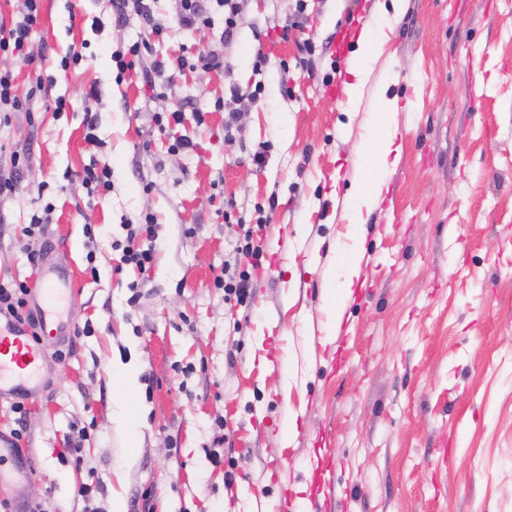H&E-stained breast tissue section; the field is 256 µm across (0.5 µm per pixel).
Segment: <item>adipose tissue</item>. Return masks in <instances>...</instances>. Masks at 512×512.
<instances>
[{"label":"adipose tissue","mask_w":512,"mask_h":512,"mask_svg":"<svg viewBox=\"0 0 512 512\" xmlns=\"http://www.w3.org/2000/svg\"><path fill=\"white\" fill-rule=\"evenodd\" d=\"M398 110L395 100L380 98L371 122L370 134L356 147L358 162L353 185L348 197V209L354 224H364L365 214L371 213L383 201L388 190L391 171L400 158L399 131L394 121ZM341 281L329 289L325 303L331 312L328 336H337L352 288L361 277L357 255L345 256L340 263Z\"/></svg>","instance_id":"ef3b65f1"}]
</instances>
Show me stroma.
<instances>
[{"instance_id": "35a3bbf8", "label": "stroma", "mask_w": 512, "mask_h": 512, "mask_svg": "<svg viewBox=\"0 0 512 512\" xmlns=\"http://www.w3.org/2000/svg\"><path fill=\"white\" fill-rule=\"evenodd\" d=\"M383 2L306 0L299 13L296 0H239L228 38L223 8L183 30L174 0H158L166 35L121 73L112 56L145 39L138 17L116 22L112 0H41L27 47L5 62L29 108L0 125V171L16 150L30 165L0 196V284L38 283L26 251L51 245L52 261L74 274L70 320L92 332L62 359L61 342L41 338L44 377L20 442L35 469L24 483L1 482L0 502L44 512H113L117 501L124 512H512V0H405L390 20ZM292 17L299 28L282 36ZM368 27L382 51L350 92L356 44L336 54L332 43ZM307 43L309 73L296 65ZM73 47L80 60L61 69ZM259 49L267 63L256 72ZM202 52L222 55L223 68L142 78L154 60ZM47 75L48 99L34 93ZM254 89L225 138L216 101ZM381 92L398 103L400 159L364 226L362 276L330 342L324 295L357 246L345 199ZM55 96L73 109L54 112ZM178 108L182 124L159 130L155 113ZM182 136L191 147L174 150ZM91 164L110 169V191L82 188ZM42 212L43 236L25 239ZM149 213L153 264L119 267L113 241ZM253 226L263 256L246 267L252 294L241 308L215 279L241 267L234 245ZM77 428L78 467L61 457ZM318 453L334 471L326 491L312 475Z\"/></svg>"}]
</instances>
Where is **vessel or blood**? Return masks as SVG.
I'll use <instances>...</instances> for the list:
<instances>
[{
    "instance_id": "vessel-or-blood-1",
    "label": "vessel or blood",
    "mask_w": 512,
    "mask_h": 512,
    "mask_svg": "<svg viewBox=\"0 0 512 512\" xmlns=\"http://www.w3.org/2000/svg\"><path fill=\"white\" fill-rule=\"evenodd\" d=\"M73 295L69 273L51 262L41 267L40 285L31 294V303L39 313L41 329L56 339H71L74 329L64 311ZM42 352L26 328L0 316V394L34 396L42 377Z\"/></svg>"
}]
</instances>
